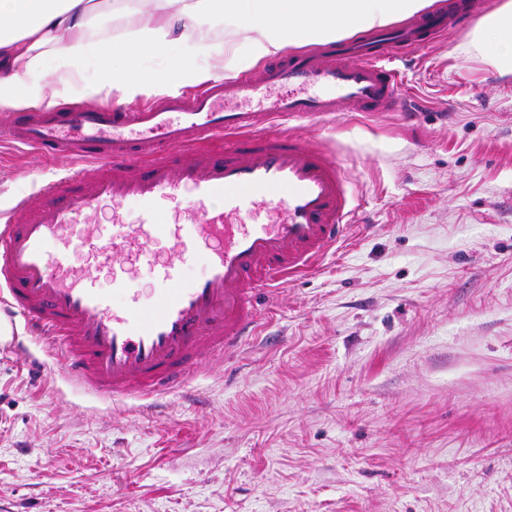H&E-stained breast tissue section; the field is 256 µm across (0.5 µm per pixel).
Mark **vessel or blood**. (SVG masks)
Wrapping results in <instances>:
<instances>
[{
  "label": "vessel or blood",
  "instance_id": "vessel-or-blood-1",
  "mask_svg": "<svg viewBox=\"0 0 512 512\" xmlns=\"http://www.w3.org/2000/svg\"><path fill=\"white\" fill-rule=\"evenodd\" d=\"M449 19L433 12L343 38L158 108L19 114L12 140L92 164L95 173L75 169L42 183L38 203L17 202L21 221L0 223V304L23 325L11 348L54 347L74 385L134 397L153 411L185 389L204 359L258 335L265 298L316 269L357 211L334 150L283 131V123L401 111L405 93L388 53L416 48L423 31L442 33ZM242 97L257 110L239 109ZM213 137L224 138L223 155L196 150V141ZM169 145L181 154L162 155ZM130 202L139 213L133 226L124 219ZM106 211L109 238L95 223ZM78 246L91 260L83 269L73 263ZM196 258L205 274L185 278L183 266ZM144 268L151 307L137 288ZM103 271L126 306L98 288Z\"/></svg>",
  "mask_w": 512,
  "mask_h": 512
}]
</instances>
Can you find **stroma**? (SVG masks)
Masks as SVG:
<instances>
[{"label":"stroma","instance_id":"1","mask_svg":"<svg viewBox=\"0 0 512 512\" xmlns=\"http://www.w3.org/2000/svg\"><path fill=\"white\" fill-rule=\"evenodd\" d=\"M477 21L401 65L415 111L302 127L356 224L160 412L0 351V512H512V73ZM9 123L0 215L75 166Z\"/></svg>","mask_w":512,"mask_h":512}]
</instances>
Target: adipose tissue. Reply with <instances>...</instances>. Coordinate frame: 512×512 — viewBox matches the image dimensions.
Here are the masks:
<instances>
[{
	"label": "adipose tissue",
	"instance_id": "1",
	"mask_svg": "<svg viewBox=\"0 0 512 512\" xmlns=\"http://www.w3.org/2000/svg\"><path fill=\"white\" fill-rule=\"evenodd\" d=\"M433 0H0V112L66 101L118 106L236 75L292 46L323 44L423 13ZM129 19L122 39L103 17ZM224 20L223 36L213 30ZM512 72V0L472 31ZM162 58V69L143 63ZM125 64L115 68V57ZM92 76H85V69Z\"/></svg>",
	"mask_w": 512,
	"mask_h": 512
}]
</instances>
